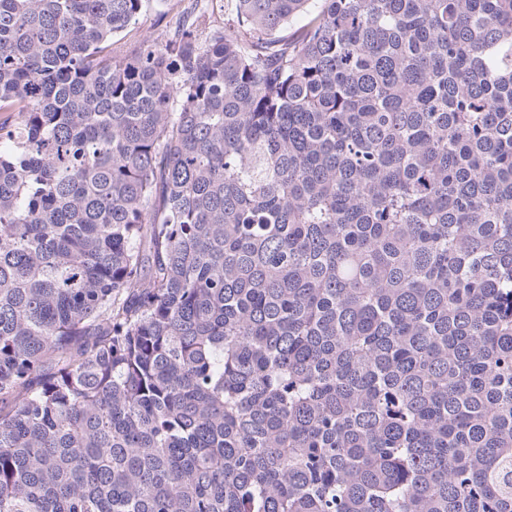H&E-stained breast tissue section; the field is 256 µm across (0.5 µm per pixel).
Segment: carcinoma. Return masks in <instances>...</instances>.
Here are the masks:
<instances>
[{
	"label": "carcinoma",
	"instance_id": "cac0c4a2",
	"mask_svg": "<svg viewBox=\"0 0 512 512\" xmlns=\"http://www.w3.org/2000/svg\"><path fill=\"white\" fill-rule=\"evenodd\" d=\"M148 2L0 0V512H512V0ZM165 0H151V7L141 17L137 30L131 32L124 39H121L126 33L115 39L112 48L117 53L125 52L130 43H133L138 38H156L165 30L173 25L175 19L174 12L169 11L168 2Z\"/></svg>",
	"mask_w": 512,
	"mask_h": 512
}]
</instances>
